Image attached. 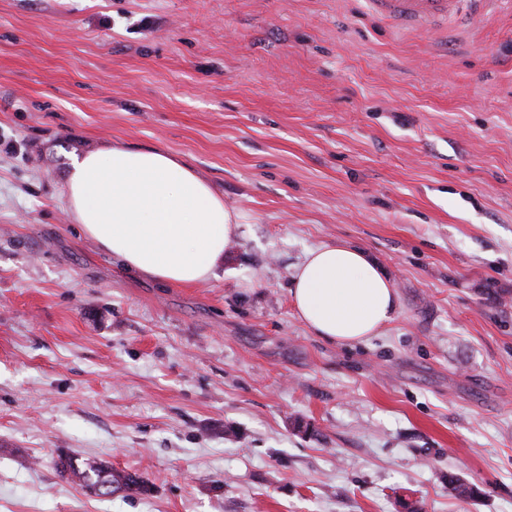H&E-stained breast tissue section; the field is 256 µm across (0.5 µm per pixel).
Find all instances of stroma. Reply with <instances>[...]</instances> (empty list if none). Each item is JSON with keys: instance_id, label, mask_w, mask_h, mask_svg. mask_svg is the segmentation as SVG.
<instances>
[{"instance_id": "1", "label": "stroma", "mask_w": 512, "mask_h": 512, "mask_svg": "<svg viewBox=\"0 0 512 512\" xmlns=\"http://www.w3.org/2000/svg\"><path fill=\"white\" fill-rule=\"evenodd\" d=\"M115 142L240 213L208 282L72 224V158ZM337 241L399 296L365 344L291 303ZM62 453L151 491L89 494ZM0 512H512V0L438 29L372 0H0Z\"/></svg>"}]
</instances>
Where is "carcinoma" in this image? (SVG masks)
I'll return each mask as SVG.
<instances>
[{
	"instance_id": "cac0c4a2",
	"label": "carcinoma",
	"mask_w": 512,
	"mask_h": 512,
	"mask_svg": "<svg viewBox=\"0 0 512 512\" xmlns=\"http://www.w3.org/2000/svg\"><path fill=\"white\" fill-rule=\"evenodd\" d=\"M57 468L61 475L79 480L89 492L98 495L125 496L142 495L146 486L138 476L127 471H119L97 460H86L80 464L72 458L61 455ZM448 490L458 498L469 499L477 496L476 486L455 476L448 477Z\"/></svg>"
}]
</instances>
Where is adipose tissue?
I'll return each instance as SVG.
<instances>
[{
	"instance_id": "obj_1",
	"label": "adipose tissue",
	"mask_w": 512,
	"mask_h": 512,
	"mask_svg": "<svg viewBox=\"0 0 512 512\" xmlns=\"http://www.w3.org/2000/svg\"><path fill=\"white\" fill-rule=\"evenodd\" d=\"M63 193L84 236L125 269L168 285L208 281L240 227L238 214L191 166L156 148L116 143L76 157ZM290 295L307 329L337 345L381 335L399 309L378 264L342 242L307 254Z\"/></svg>"
}]
</instances>
